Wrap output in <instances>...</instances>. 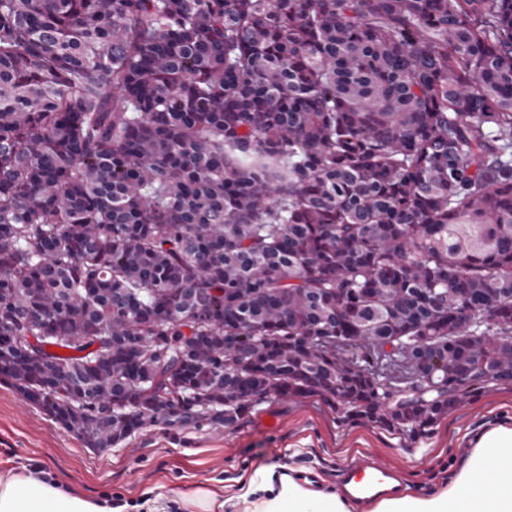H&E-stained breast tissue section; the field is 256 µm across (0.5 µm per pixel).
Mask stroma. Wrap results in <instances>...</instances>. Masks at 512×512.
<instances>
[{
  "mask_svg": "<svg viewBox=\"0 0 512 512\" xmlns=\"http://www.w3.org/2000/svg\"><path fill=\"white\" fill-rule=\"evenodd\" d=\"M508 415L512 386H496L450 412L431 434L412 439L371 424L339 422L315 398L271 399L240 424L180 430L160 424L100 452L0 383V467L40 471L109 504L155 497L174 502L204 485L231 489L243 471L259 466L307 470L318 489L338 483L348 458L368 451L380 463L402 468L407 493L416 495L425 485L447 487L449 466L471 452L466 431Z\"/></svg>",
  "mask_w": 512,
  "mask_h": 512,
  "instance_id": "obj_1",
  "label": "stroma"
}]
</instances>
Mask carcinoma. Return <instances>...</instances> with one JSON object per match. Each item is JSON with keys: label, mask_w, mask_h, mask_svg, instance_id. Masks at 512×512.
I'll list each match as a JSON object with an SVG mask.
<instances>
[{"label": "carcinoma", "mask_w": 512, "mask_h": 512, "mask_svg": "<svg viewBox=\"0 0 512 512\" xmlns=\"http://www.w3.org/2000/svg\"><path fill=\"white\" fill-rule=\"evenodd\" d=\"M509 338L512 0H0V380L87 447L424 434Z\"/></svg>", "instance_id": "obj_1"}]
</instances>
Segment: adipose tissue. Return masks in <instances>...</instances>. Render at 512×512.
<instances>
[{
	"label": "adipose tissue",
	"mask_w": 512,
	"mask_h": 512,
	"mask_svg": "<svg viewBox=\"0 0 512 512\" xmlns=\"http://www.w3.org/2000/svg\"><path fill=\"white\" fill-rule=\"evenodd\" d=\"M474 452L457 468L446 489L426 496L398 495L374 512H512V425L505 421L469 432ZM236 499L252 512H349L336 489L312 492L299 478L275 477L261 467L236 482ZM0 512H112L83 495L28 471L0 469Z\"/></svg>",
	"instance_id": "obj_1"
}]
</instances>
